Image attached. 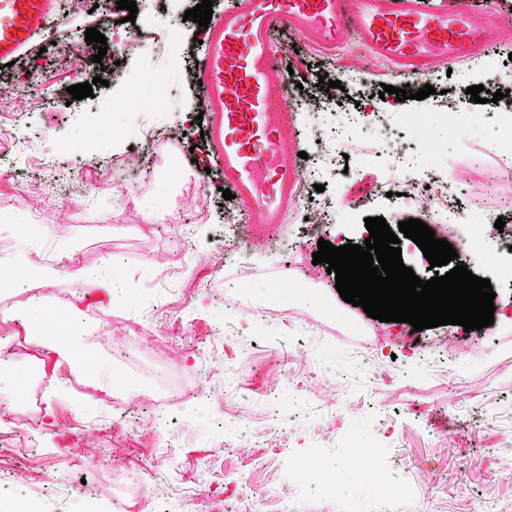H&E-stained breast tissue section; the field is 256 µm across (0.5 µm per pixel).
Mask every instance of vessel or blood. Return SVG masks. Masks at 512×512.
<instances>
[{
  "label": "vessel or blood",
  "mask_w": 512,
  "mask_h": 512,
  "mask_svg": "<svg viewBox=\"0 0 512 512\" xmlns=\"http://www.w3.org/2000/svg\"><path fill=\"white\" fill-rule=\"evenodd\" d=\"M56 8L57 0H0V62L28 51ZM494 23L464 0L437 10L421 0H238L213 19L201 70L212 158L248 223H282L298 183L285 158L292 140L284 83L272 76L277 25L328 51L359 34L374 59L415 76L483 50Z\"/></svg>",
  "instance_id": "obj_1"
}]
</instances>
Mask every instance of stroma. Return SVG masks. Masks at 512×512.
Segmentation results:
<instances>
[{"label":"stroma","instance_id":"35a3bbf8","mask_svg":"<svg viewBox=\"0 0 512 512\" xmlns=\"http://www.w3.org/2000/svg\"><path fill=\"white\" fill-rule=\"evenodd\" d=\"M201 0H136L137 21L127 10H92L89 0H67L64 13L40 41L12 64H0V257L15 250L11 224L22 219L49 228L25 256L27 269L56 267L41 299L49 310L82 312L85 353L103 364L110 355L92 339L121 332L135 336L141 364L163 360L173 376L188 372L196 395L148 412H123L111 404L112 384L58 379L56 337L40 334L17 365L36 364L48 374L42 406L53 409L52 429L27 422L37 452L0 449V486L26 474L23 492L33 503L54 502V512H75L56 500L65 487L88 481L107 512L124 501L113 479L121 474L140 487L135 512H154L155 501L173 491L190 493L185 512H512V325L464 331L443 325L414 331L385 323L346 303L326 264H314L319 240L361 244L365 220L385 218L390 228L413 218L436 238L457 244L477 232L483 250L512 263L487 216L512 219V159L491 145L494 135L470 133L471 123H492L498 109L466 102L451 114L452 128L430 122L407 127L413 156H434L431 174L413 184L388 187L389 161L341 162L321 152L320 121L335 109L359 107L387 116L448 110V98L467 87L493 90L512 75V0H469L498 18L488 30L487 55L440 62L431 72L406 79L374 61L359 38L328 53L281 30L277 71L294 97L297 146L288 160L299 173L296 200L283 224L254 227L243 221L238 200L221 201L224 181L212 172L211 148L194 119L203 109L197 73L206 30L184 20ZM107 39V54L94 63L87 28ZM178 35L172 55L159 44ZM317 65L330 80L356 84L324 92L315 104L298 96L297 79ZM90 97L72 99L69 86L92 81ZM170 88L160 107L144 103L156 84ZM140 85V96L129 88ZM435 87V94L397 101L382 85ZM159 128L143 142L139 127ZM96 129L97 144L70 153L59 144L71 132ZM74 176L77 191L54 184ZM457 186L461 207L483 216L477 226L449 225L443 213L399 201V193ZM352 201L353 215L343 211ZM321 225L320 234L308 223ZM72 268L94 271L109 292L87 291L67 276ZM296 280L310 293L295 300ZM282 305L254 330L246 315L263 306L272 289ZM228 340H219L220 331ZM477 343V357L448 351L450 336ZM169 431L157 435L158 417ZM372 443L385 477L404 476L413 495L393 504L372 499L363 471L348 451L350 438ZM328 455L339 471L335 495L296 484L291 467L312 450ZM479 479H468L471 467Z\"/></svg>","mask_w":512,"mask_h":512}]
</instances>
